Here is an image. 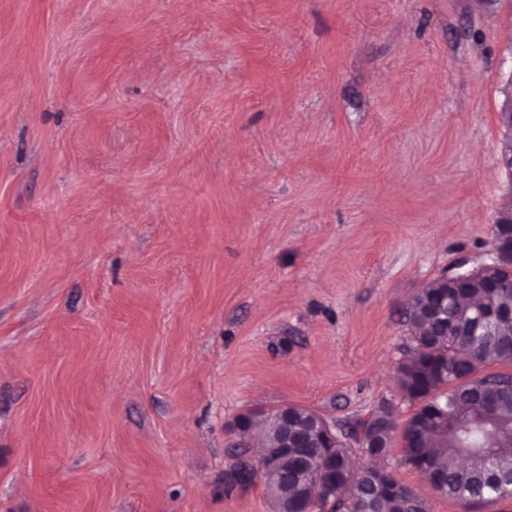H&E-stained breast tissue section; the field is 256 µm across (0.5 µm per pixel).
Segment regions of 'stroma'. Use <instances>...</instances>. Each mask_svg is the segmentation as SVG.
Returning a JSON list of instances; mask_svg holds the SVG:
<instances>
[{"mask_svg":"<svg viewBox=\"0 0 512 512\" xmlns=\"http://www.w3.org/2000/svg\"><path fill=\"white\" fill-rule=\"evenodd\" d=\"M510 85L512 0H0V512H272L240 415L404 422Z\"/></svg>","mask_w":512,"mask_h":512,"instance_id":"obj_1","label":"stroma"}]
</instances>
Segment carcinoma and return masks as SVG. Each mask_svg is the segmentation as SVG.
<instances>
[{
    "instance_id": "carcinoma-1",
    "label": "carcinoma",
    "mask_w": 512,
    "mask_h": 512,
    "mask_svg": "<svg viewBox=\"0 0 512 512\" xmlns=\"http://www.w3.org/2000/svg\"><path fill=\"white\" fill-rule=\"evenodd\" d=\"M497 288L484 286L476 276L470 287L448 289V308L457 299L474 301L476 309L512 306V263L492 273ZM409 345L397 362L395 375L403 398L414 410L404 423V437L390 418L389 406L379 407L368 420L355 427L353 439L361 456L373 460L389 457L401 448V461L420 473L433 472L439 493L451 499L477 503L512 498V373L479 374L488 365H512V323L502 322L487 331L477 328L471 336H457L412 305L407 312ZM486 385L496 400L494 425L479 428V413L473 391ZM346 437L334 448H308V467L300 468L293 453L274 475L256 472L248 460L238 463L227 478V487L261 485L273 502L288 500V508L304 495L317 496L324 477L336 479L319 508L330 512H428L427 501L404 491L405 484L391 473L378 479V472L364 464L356 469Z\"/></svg>"
}]
</instances>
